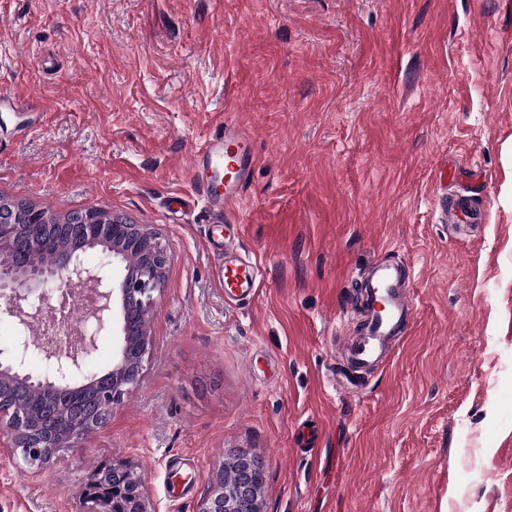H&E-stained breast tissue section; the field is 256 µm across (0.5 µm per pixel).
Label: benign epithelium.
I'll return each instance as SVG.
<instances>
[{
	"label": "benign epithelium",
	"instance_id": "7a95c632",
	"mask_svg": "<svg viewBox=\"0 0 512 512\" xmlns=\"http://www.w3.org/2000/svg\"><path fill=\"white\" fill-rule=\"evenodd\" d=\"M45 218L42 209L0 210V311L41 332L36 348L51 367V374L35 376L26 371L25 349H0V447L33 467L61 448L77 446L106 423L99 410L114 411L140 386L153 341L150 313L170 262L147 225L117 217L107 221L88 211L71 216L70 223L85 247L100 249L101 261L89 265L63 247L50 264L34 267L28 256L45 246L52 228ZM103 333L112 334V365L86 373L83 363ZM80 390L91 395L95 408L70 416L61 431L33 425L26 412L30 394L47 396L55 410L68 412L59 397ZM237 464V482L227 485L219 474L196 512H263L262 463L240 454ZM91 485L100 491L90 498L111 512H155L144 475L130 463H112V485L100 482L97 472Z\"/></svg>",
	"mask_w": 512,
	"mask_h": 512
}]
</instances>
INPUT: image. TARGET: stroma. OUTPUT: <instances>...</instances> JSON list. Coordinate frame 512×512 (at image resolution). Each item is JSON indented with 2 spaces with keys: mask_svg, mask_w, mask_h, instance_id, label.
Wrapping results in <instances>:
<instances>
[{
  "mask_svg": "<svg viewBox=\"0 0 512 512\" xmlns=\"http://www.w3.org/2000/svg\"><path fill=\"white\" fill-rule=\"evenodd\" d=\"M0 92L31 106L0 109V197L171 254L141 385L43 466L0 452V512H75L116 461L196 512L242 453L264 512H512V0H0ZM228 123L258 160L225 226L177 200ZM228 237L263 270L240 302ZM385 258L415 316L347 394L351 277ZM448 216L451 221H466L479 224L482 220L480 213L472 206L469 200L448 197Z\"/></svg>",
  "mask_w": 512,
  "mask_h": 512,
  "instance_id": "1",
  "label": "stroma"
}]
</instances>
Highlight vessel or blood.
I'll list each match as a JSON object with an SVG mask.
<instances>
[{"instance_id": "obj_1", "label": "vessel or blood", "mask_w": 512, "mask_h": 512, "mask_svg": "<svg viewBox=\"0 0 512 512\" xmlns=\"http://www.w3.org/2000/svg\"><path fill=\"white\" fill-rule=\"evenodd\" d=\"M251 137L240 127L228 124L224 136L206 143L201 156L225 163L232 176L223 186L204 185L202 192L209 211L231 215L242 198L246 168L250 160ZM451 221L480 223L481 215L469 200L452 198L448 201ZM232 244H225V259L218 268V277L226 295L240 299L250 295L261 277L257 263H250L233 255ZM364 290L360 303V324L349 338L348 357L354 371L373 369L384 362L392 347L403 337L412 318L408 277L398 266L376 263L362 281Z\"/></svg>"}]
</instances>
